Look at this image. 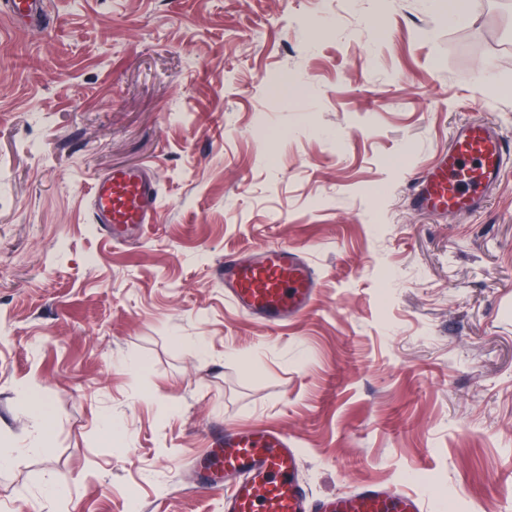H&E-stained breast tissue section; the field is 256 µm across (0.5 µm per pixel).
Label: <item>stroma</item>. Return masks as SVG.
<instances>
[{
  "mask_svg": "<svg viewBox=\"0 0 512 512\" xmlns=\"http://www.w3.org/2000/svg\"><path fill=\"white\" fill-rule=\"evenodd\" d=\"M501 8L48 0L42 29L0 15V512H224L195 463L227 424L288 434L317 497L377 482L427 512H512V168L474 215L407 204L457 124L512 139ZM278 77L289 95L267 92ZM142 163L160 209L116 248L87 195ZM270 245L319 273L313 308L277 329L214 276L225 253ZM55 476L64 495L46 491Z\"/></svg>",
  "mask_w": 512,
  "mask_h": 512,
  "instance_id": "1",
  "label": "stroma"
}]
</instances>
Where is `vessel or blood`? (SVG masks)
<instances>
[{
    "label": "vessel or blood",
    "instance_id": "vessel-or-blood-1",
    "mask_svg": "<svg viewBox=\"0 0 512 512\" xmlns=\"http://www.w3.org/2000/svg\"><path fill=\"white\" fill-rule=\"evenodd\" d=\"M0 11L34 26L44 0H0ZM511 164L512 141L492 122L457 125L447 152L415 178L409 203L415 211L437 215L480 212ZM159 202L158 179L150 165L142 164L97 177L87 207L94 222L118 242L153 223ZM215 276L241 313L272 327L307 312L318 292V273L296 248L270 246L255 256L225 257ZM202 468V489L228 487L225 512H426L422 497L386 484L312 497L299 475L297 449L286 436L262 428L225 427Z\"/></svg>",
    "mask_w": 512,
    "mask_h": 512
}]
</instances>
